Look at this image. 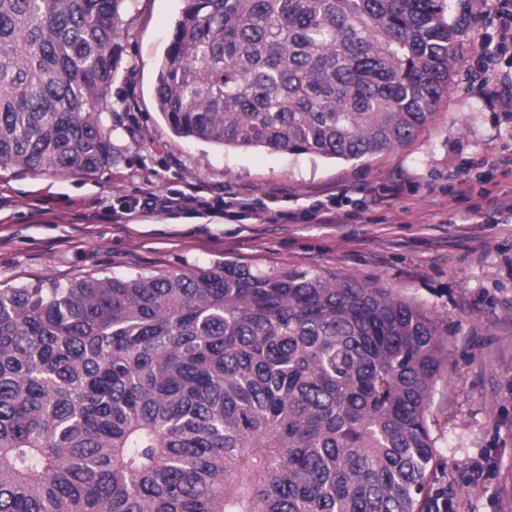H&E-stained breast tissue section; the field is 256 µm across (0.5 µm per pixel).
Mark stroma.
Masks as SVG:
<instances>
[{"label":"stroma","instance_id":"35a3bbf8","mask_svg":"<svg viewBox=\"0 0 512 512\" xmlns=\"http://www.w3.org/2000/svg\"><path fill=\"white\" fill-rule=\"evenodd\" d=\"M184 0H126L121 59L103 127L112 163L91 175L0 168V289L67 286L92 275L193 271L233 261L377 283L448 329V369L430 405L433 491L447 512H512V214L474 211L456 194L463 167H492L512 186V119L473 65L481 16L497 0H447L458 30L450 90L408 145L343 161L265 148L223 149L177 137L154 88ZM190 194V209L132 210L144 193ZM375 200L360 210L359 200ZM239 197L287 213L264 224L224 208ZM334 200L338 221L309 206Z\"/></svg>","mask_w":512,"mask_h":512}]
</instances>
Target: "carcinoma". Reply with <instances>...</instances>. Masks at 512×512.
I'll use <instances>...</instances> for the list:
<instances>
[{
    "mask_svg": "<svg viewBox=\"0 0 512 512\" xmlns=\"http://www.w3.org/2000/svg\"><path fill=\"white\" fill-rule=\"evenodd\" d=\"M126 0H0V167L112 163ZM444 0H185L176 136L344 161L448 93ZM448 329L376 284L234 262L0 289V512H429Z\"/></svg>",
    "mask_w": 512,
    "mask_h": 512,
    "instance_id": "carcinoma-1",
    "label": "carcinoma"
}]
</instances>
